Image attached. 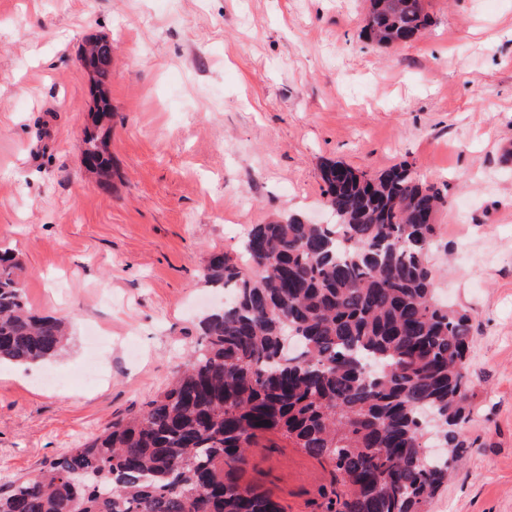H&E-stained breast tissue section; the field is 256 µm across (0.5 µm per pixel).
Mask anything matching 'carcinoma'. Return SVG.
<instances>
[{
	"label": "carcinoma",
	"mask_w": 512,
	"mask_h": 512,
	"mask_svg": "<svg viewBox=\"0 0 512 512\" xmlns=\"http://www.w3.org/2000/svg\"><path fill=\"white\" fill-rule=\"evenodd\" d=\"M432 25L424 0H370L365 34L407 44ZM99 81L112 40L90 41ZM112 103L99 97L83 162L112 176ZM335 222L298 213L255 224L240 253L216 251L205 283L231 302L204 316L203 343L140 414L37 474L0 487V512H284L241 481L247 449L275 436L328 465L344 491L323 512H425L448 480L468 421L472 318L435 294L430 253L446 199L407 163L368 176L321 164ZM20 264L0 249V362L37 364L66 321L31 311Z\"/></svg>",
	"instance_id": "1"
}]
</instances>
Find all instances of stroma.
<instances>
[{"mask_svg":"<svg viewBox=\"0 0 512 512\" xmlns=\"http://www.w3.org/2000/svg\"><path fill=\"white\" fill-rule=\"evenodd\" d=\"M434 24L380 48L367 0H0V247L32 310L71 336L40 366L0 365V485L142 412L223 297L211 252L279 213L327 221L320 164L406 162L445 194L437 286L472 316L465 442L427 512H512V0H425ZM111 38L110 153L80 144L97 90L81 53ZM54 374L59 384L40 383ZM242 479L285 512L340 485L286 441ZM108 130L89 132L83 140V162L85 166L95 172L103 182L112 176V165L108 153Z\"/></svg>","mask_w":512,"mask_h":512,"instance_id":"obj_1","label":"stroma"}]
</instances>
